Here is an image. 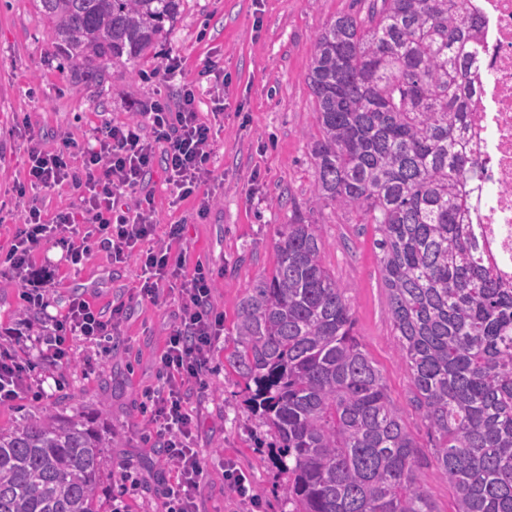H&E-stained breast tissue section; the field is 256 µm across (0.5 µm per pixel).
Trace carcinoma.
<instances>
[{
  "label": "carcinoma",
  "mask_w": 512,
  "mask_h": 512,
  "mask_svg": "<svg viewBox=\"0 0 512 512\" xmlns=\"http://www.w3.org/2000/svg\"><path fill=\"white\" fill-rule=\"evenodd\" d=\"M470 0H359L318 34L305 81L320 137L314 197L374 225L400 362L437 443L407 431L354 331L324 242L301 217L240 302L228 365L281 449L289 512H435L434 462L455 512H512V289L474 252L463 150ZM65 68L135 65L182 0H36ZM106 433L76 413L0 429V512H94ZM419 478L425 487L436 512H453V490L443 478H441L434 463L423 465L419 469Z\"/></svg>",
  "instance_id": "cac0c4a2"
}]
</instances>
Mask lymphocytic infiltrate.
Here are the masks:
<instances>
[{"instance_id":"f902f5d3","label":"lymphocytic infiltrate","mask_w":512,"mask_h":512,"mask_svg":"<svg viewBox=\"0 0 512 512\" xmlns=\"http://www.w3.org/2000/svg\"><path fill=\"white\" fill-rule=\"evenodd\" d=\"M212 139V128L200 119L190 89L184 90L178 107L159 97L145 106L140 121L103 123L88 146L79 148L68 140L61 149L48 151L37 139H30L28 186L50 189L72 184L81 192V208L50 221L40 209H30L23 229L1 261L24 288L37 319L36 327L0 336L1 407L31 389L35 381L37 363L19 356L17 343L29 342L47 362L61 361L69 356V339L100 342L113 335L125 315L120 306L103 314L81 297L72 299L63 313H48L46 299L57 281L52 271L32 268V253L39 244H61L65 249L61 259L73 268L85 264L96 249L115 262L137 257L142 298L156 303L165 290L178 293L181 306L160 358L158 385L146 391L142 406L177 472L176 483L165 492L166 512H203L200 488L205 469L186 400L191 390L208 388V352L224 333V316L210 304L213 279L209 270L199 265L186 272L183 254L172 250L182 240V225H170L166 240L155 241L154 194L147 191L146 180L160 159L174 201L199 194L215 181L209 165ZM76 150L82 157L78 171L71 165Z\"/></svg>"}]
</instances>
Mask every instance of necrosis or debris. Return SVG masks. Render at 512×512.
Wrapping results in <instances>:
<instances>
[{
	"instance_id": "1",
	"label": "necrosis or debris",
	"mask_w": 512,
	"mask_h": 512,
	"mask_svg": "<svg viewBox=\"0 0 512 512\" xmlns=\"http://www.w3.org/2000/svg\"><path fill=\"white\" fill-rule=\"evenodd\" d=\"M471 7L480 29L467 63L465 136L481 171L472 235L512 288V0H471Z\"/></svg>"
}]
</instances>
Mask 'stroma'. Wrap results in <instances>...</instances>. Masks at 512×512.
Masks as SVG:
<instances>
[{
	"mask_svg": "<svg viewBox=\"0 0 512 512\" xmlns=\"http://www.w3.org/2000/svg\"><path fill=\"white\" fill-rule=\"evenodd\" d=\"M353 0H184L159 45L137 66L112 65L104 82L64 69L51 45L35 0H0V253L7 252L28 207L45 219L76 210L77 191L63 184L49 190L16 192L27 169L28 142L18 132L29 123L46 148L63 138L92 140L103 122L137 121L156 95L175 98L181 85L196 87L201 119L216 132L211 168L224 182L205 215L189 199L171 206L164 163L150 176L155 192L157 236L170 225L185 227V264H204L214 274L212 307L232 330L239 304L275 265L279 225L302 216L316 225L324 243V266L344 287L355 331L408 431L422 448L435 438L411 403L410 375L398 360L388 318V297L374 246L373 225L313 197L315 169L310 149L319 137L314 97L304 75L325 23L348 12ZM172 53L182 70L169 82L156 71ZM214 65L207 79L199 72ZM224 114H213L215 100ZM50 313L80 296L108 310L125 303L127 316L117 335L102 345L74 342L72 359L45 366L42 391H28L0 407V428L8 429L47 412H80L112 435L107 454L128 479L107 476L98 491V512L114 505L126 512H163L162 492L176 481L162 443L141 412L144 391L157 383L176 301L141 299V267L136 258L111 262L94 253L81 270L61 264ZM31 311L20 285L0 273V333L15 330ZM228 339L209 354V388L192 394L188 411L196 424L197 447L207 469L202 489L206 512H288L275 462L273 439L246 404L244 379L224 364ZM233 461L256 494L250 506L224 486V463Z\"/></svg>",
	"mask_w": 512,
	"mask_h": 512,
	"instance_id": "stroma-1",
	"label": "stroma"
}]
</instances>
